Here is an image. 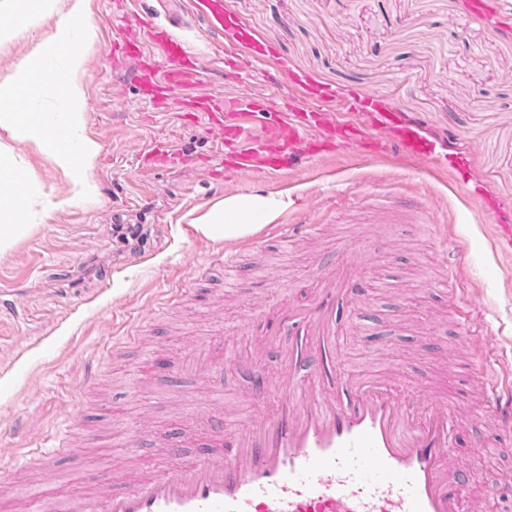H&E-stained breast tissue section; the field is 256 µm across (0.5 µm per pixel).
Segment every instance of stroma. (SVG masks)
I'll return each instance as SVG.
<instances>
[{"instance_id":"stroma-1","label":"stroma","mask_w":512,"mask_h":512,"mask_svg":"<svg viewBox=\"0 0 512 512\" xmlns=\"http://www.w3.org/2000/svg\"><path fill=\"white\" fill-rule=\"evenodd\" d=\"M472 0H224L227 13L275 47L284 64L275 82L263 73H224V40L209 35L193 0H88L98 38L78 75L88 135L99 144L96 202L49 210L70 184L35 144L0 129L28 176L40 207L22 214L30 233L0 255V512H25L30 479L19 471L27 451L54 449L42 474L52 498L95 495L92 477L108 470L132 481L172 459L157 444L158 427L192 420L196 435L182 461L208 441L201 409L205 381L170 383L185 349L224 332L225 429L258 415L250 396L251 363L275 370L279 349L257 351L246 320L274 319L309 297L327 274L321 256L356 239L382 250L352 293L339 354L356 383L380 382L418 402V387L458 398L451 456L468 469L463 496L473 512H503L499 486L512 479V440L494 430L481 404L483 369L476 342L448 315L445 270L452 259L461 299L474 326L493 342V357L512 375V253L501 237L512 225V14L480 20ZM175 24L207 71L199 95L263 94L269 109L291 99L297 74L335 89L337 101L363 90L379 102L423 118L429 133L448 139L464 177L431 163L400 166L394 148L366 157L352 151L314 158L275 178L202 169L144 167L157 145L212 157L217 145L204 123L184 118L177 100L158 109L142 99L137 60L112 53L123 30L140 21ZM53 22L38 18L0 46V82L38 46ZM257 191L291 194L284 217L314 224L316 236L279 243L272 225L232 240L201 235L195 219L224 197ZM416 195L432 201L434 225L371 224L375 196ZM136 224L123 241L117 225ZM232 254L225 274L220 259ZM60 267V276L48 275ZM139 326L135 342L113 339ZM142 435L125 452L127 429Z\"/></svg>"}]
</instances>
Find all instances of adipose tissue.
<instances>
[{
  "label": "adipose tissue",
  "instance_id": "obj_1",
  "mask_svg": "<svg viewBox=\"0 0 512 512\" xmlns=\"http://www.w3.org/2000/svg\"><path fill=\"white\" fill-rule=\"evenodd\" d=\"M24 183L12 152L0 146V254L9 251L28 230L18 219L19 212L32 205L29 195L22 191ZM289 204L284 192L228 196L199 218L197 228L217 241L239 238L271 223Z\"/></svg>",
  "mask_w": 512,
  "mask_h": 512
}]
</instances>
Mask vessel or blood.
Returning <instances> with one entry per match:
<instances>
[{"mask_svg": "<svg viewBox=\"0 0 512 512\" xmlns=\"http://www.w3.org/2000/svg\"><path fill=\"white\" fill-rule=\"evenodd\" d=\"M211 27L229 32L226 71H251L274 63L275 54L224 15L223 0H202ZM158 83L169 92L206 80L187 42L164 30L151 35ZM330 89L299 84L297 97L276 113L262 135L252 130L266 106L262 98L205 96L197 103L218 144L217 169L268 178L336 146L360 150L389 138L399 157L413 162L434 155L420 119L380 106L362 94L339 110L327 109ZM376 218L403 223L415 215L434 221L421 198L379 199ZM333 276L305 303L281 310L263 326L261 345L283 351L280 370L255 369L256 393H270L272 413L237 424L225 448L205 452L140 480L116 485L99 475L102 495L74 504V512H465L462 475L454 466L450 400L426 401L420 422L410 418L408 398L371 381L362 388L345 379L338 347L351 290L364 264L336 255ZM484 392L498 430L512 434V384L485 372Z\"/></svg>", "mask_w": 512, "mask_h": 512, "instance_id": "b4317fda", "label": "vessel or blood"}]
</instances>
